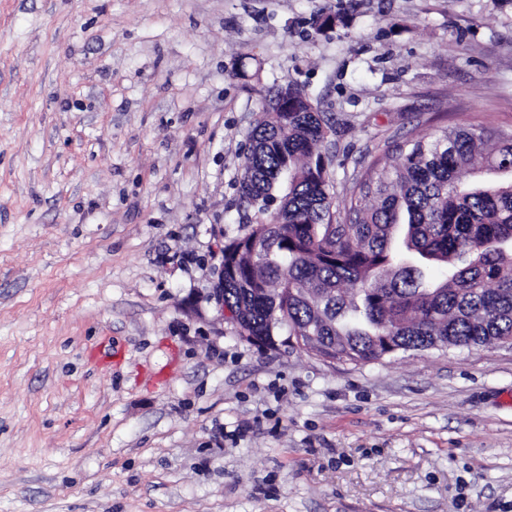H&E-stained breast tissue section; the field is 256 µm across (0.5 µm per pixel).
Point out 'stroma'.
<instances>
[{"label":"stroma","instance_id":"35a3bbf8","mask_svg":"<svg viewBox=\"0 0 512 512\" xmlns=\"http://www.w3.org/2000/svg\"><path fill=\"white\" fill-rule=\"evenodd\" d=\"M290 82L345 212L396 143L512 128V0H0V512H512V344L355 365L220 315Z\"/></svg>","mask_w":512,"mask_h":512}]
</instances>
